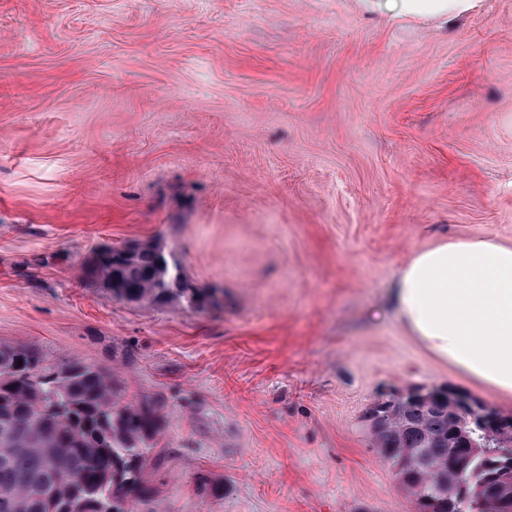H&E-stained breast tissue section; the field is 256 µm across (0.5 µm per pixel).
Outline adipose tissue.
I'll return each instance as SVG.
<instances>
[{"label":"adipose tissue","instance_id":"obj_1","mask_svg":"<svg viewBox=\"0 0 512 512\" xmlns=\"http://www.w3.org/2000/svg\"><path fill=\"white\" fill-rule=\"evenodd\" d=\"M474 0H395L399 16L452 18ZM396 320L438 360L512 395V246L460 240L419 250L391 290Z\"/></svg>","mask_w":512,"mask_h":512}]
</instances>
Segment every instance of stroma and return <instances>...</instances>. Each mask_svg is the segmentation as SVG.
<instances>
[{"mask_svg":"<svg viewBox=\"0 0 512 512\" xmlns=\"http://www.w3.org/2000/svg\"><path fill=\"white\" fill-rule=\"evenodd\" d=\"M512 245V0H0V343L162 417L134 512H417L371 447L393 390L505 395L391 315L453 239ZM176 249L213 305L116 299L104 246ZM397 16L452 18L469 10L474 0H391Z\"/></svg>","mask_w":512,"mask_h":512,"instance_id":"1","label":"stroma"}]
</instances>
